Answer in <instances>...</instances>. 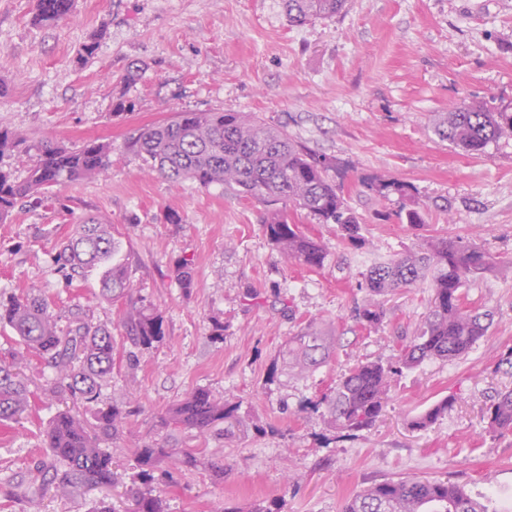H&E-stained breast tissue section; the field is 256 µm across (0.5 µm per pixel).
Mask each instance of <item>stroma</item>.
Instances as JSON below:
<instances>
[{"label": "stroma", "instance_id": "1", "mask_svg": "<svg viewBox=\"0 0 512 512\" xmlns=\"http://www.w3.org/2000/svg\"><path fill=\"white\" fill-rule=\"evenodd\" d=\"M35 6L0 0V124L25 139L0 162L21 172L45 141L99 138L112 144L111 166L0 223V291L38 285L59 309L111 329L116 365L103 399L128 413L124 435L102 443L117 463L115 492L140 486L135 447L165 443L198 460L167 484L171 512H224L228 502L247 512L263 500L282 501L284 512H341L350 494L407 476L462 484L489 512L512 505V434L490 433L486 416L496 392L512 389V137L469 155L431 128L464 98L512 112V0H347L336 16L303 25L289 22L282 0H74L53 26L34 23ZM91 41L94 57L78 64ZM133 66L140 76L130 82ZM120 100L128 109L118 113ZM225 110L260 117L331 158L368 247L353 249L336 225L294 212L330 251L323 268L307 270L264 236L261 203L219 185L171 184L123 148L135 129L174 112ZM374 176L413 186L423 230L398 223L404 198L379 199L367 187ZM170 212L179 223L167 222ZM87 216L117 231L133 270L130 299L102 298L98 267L70 284L51 274L58 240ZM424 235L460 237L496 257L464 288L471 306L492 312L490 328L464 357L404 371L380 420L341 435L314 402L357 364L391 361L432 296L425 283L398 290L384 299L383 323L365 329L356 321L369 299L363 274ZM184 259L195 277L187 295L173 279ZM132 299L162 312L163 342L137 350L125 342L119 321ZM312 320L335 329L331 361L287 385L266 384L288 338ZM217 321L220 340L211 336ZM22 369L31 406L0 425V512H94L101 493L64 496L42 485L35 464L49 456L44 429L65 395L38 356ZM199 387L238 403L235 437L220 426L160 427L159 415ZM449 396L453 406L434 424L412 427ZM217 462L220 485L209 470Z\"/></svg>", "mask_w": 512, "mask_h": 512}]
</instances>
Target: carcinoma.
<instances>
[{"instance_id":"obj_1","label":"carcinoma","mask_w":512,"mask_h":512,"mask_svg":"<svg viewBox=\"0 0 512 512\" xmlns=\"http://www.w3.org/2000/svg\"><path fill=\"white\" fill-rule=\"evenodd\" d=\"M346 0H283L288 19L303 25L340 13ZM72 0H37L35 19L55 25L71 12ZM433 132L470 155L483 153L493 141L512 136V113L494 112L466 99L440 113ZM23 138L0 126V159L14 153ZM126 150L172 184L193 180L206 188L222 185L265 207L263 233L281 255L309 270L324 267L328 246L306 235L291 222L289 208L304 211L320 224H335L353 247L366 245L358 216L350 209L341 187L329 179L330 159L308 152L288 132L242 112H177L171 119L138 129L125 142ZM112 144L99 138L67 146L48 142L39 157L20 177L0 167V222L22 202L41 201L54 187L94 179L110 164ZM379 198L395 193L411 199L396 213L402 224L421 227L425 207L412 199L406 183L375 177L367 183ZM112 225L86 217L72 234L57 243L55 271L73 282L86 269L104 267L100 295L120 299L134 288L129 264ZM495 258L485 249L462 240H430L397 257L374 262L360 287L385 297L426 280L433 288L430 306L417 336L402 344L395 360L360 363L341 376L315 408L325 407L333 428L359 432L373 427L389 399L395 377L426 361H452L466 355L486 335L488 314L465 302V285L488 272ZM174 280L184 294L194 287L191 264L175 266ZM381 303L371 301L358 311V321L374 327L384 321ZM61 313L33 284L27 290L0 297V326L8 327L24 348L44 359L55 372V384L73 404L93 411L90 425L70 410L49 421L44 444L53 460L66 468L52 473L63 492L84 487H109L114 482L112 451L100 446L105 438L120 435L127 413L112 403L100 405L103 383L112 377V331L93 326L72 312L66 328L58 326ZM121 325L130 345L148 348L165 337L162 313L151 305L132 304ZM335 338L325 328L310 324L288 339L287 357L273 363L266 383L304 378L325 366ZM22 357H0V423L16 422L30 407L29 392L21 378ZM454 403L444 398L419 415L412 426L423 429L436 422ZM238 405L230 398L197 388L172 404L161 417L171 429L200 431L224 425V432L242 425ZM489 432L512 433V389L494 396L487 408ZM138 476L146 484L167 482L169 473L154 476L158 464L169 461L183 469L193 465L190 453L179 448L148 447L134 450ZM123 512H169L164 490L135 493L132 507ZM342 512H486L464 487L449 481L401 477L363 489L346 499Z\"/></svg>"}]
</instances>
